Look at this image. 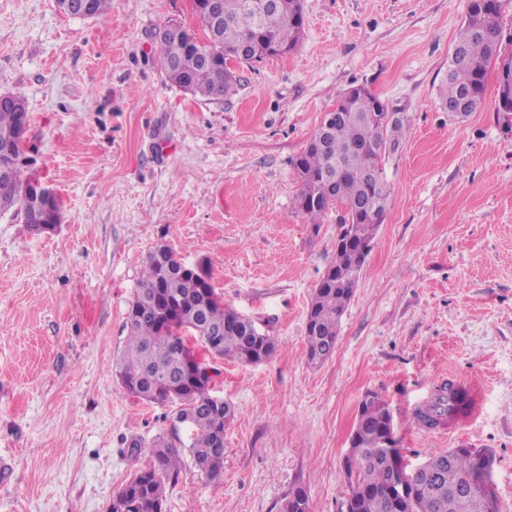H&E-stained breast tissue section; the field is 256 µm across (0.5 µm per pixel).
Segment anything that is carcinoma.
I'll return each mask as SVG.
<instances>
[{
  "label": "carcinoma",
  "mask_w": 512,
  "mask_h": 512,
  "mask_svg": "<svg viewBox=\"0 0 512 512\" xmlns=\"http://www.w3.org/2000/svg\"><path fill=\"white\" fill-rule=\"evenodd\" d=\"M261 0H224V17L217 41L201 42L184 29L161 44V63L169 82L212 100L233 94L237 78L228 60L247 42L270 40L292 49L302 23L301 0H276L267 16L266 32L257 27ZM502 0H469L466 18L457 34L471 26L481 35L467 44L466 56L450 61L440 91L444 108L470 94L479 106L485 91L488 65L501 62L498 111L512 114V53L502 50ZM13 97L18 106L0 103V143L20 139L25 122V96ZM382 102L363 87H352L337 100L336 126L317 129L295 160L301 183L298 208L310 219L340 207L336 253L313 290L306 322L308 359L323 362L336 350L339 326L377 226L384 220L389 191L384 176L386 153L403 143L404 124L395 121L371 126L365 117ZM29 178L18 172L13 181L0 180V214L13 212L31 230L41 233L61 221L59 201H34L26 194ZM127 340L118 362V376L132 395L156 403H175V419L186 439L162 436L147 449L148 467L125 483L112 500V512H164L165 484L177 478L180 449L186 448L195 466L210 481L224 473V427L230 409L216 405L210 377L190 355L184 333L198 337L216 356L250 365L270 358L273 337L251 318L224 306L210 273L186 269L166 245L146 257L142 279L126 316ZM463 408L449 382L437 394L422 419L432 428L443 425ZM362 425L356 436L345 475L350 493L345 512H498L492 480L494 455L486 449L452 448L428 457L420 470L408 472L407 498L390 492L388 452L397 450L392 415L382 396L361 407ZM280 512H309L305 489L288 493Z\"/></svg>",
  "instance_id": "cac0c4a2"
}]
</instances>
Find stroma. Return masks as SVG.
Wrapping results in <instances>:
<instances>
[{"instance_id": "35a3bbf8", "label": "stroma", "mask_w": 512, "mask_h": 512, "mask_svg": "<svg viewBox=\"0 0 512 512\" xmlns=\"http://www.w3.org/2000/svg\"><path fill=\"white\" fill-rule=\"evenodd\" d=\"M468 3L302 0L296 47L235 65L236 94L212 100L161 66L168 23L205 37L192 0H112L89 19L0 0V92L25 96V172L63 212L52 233L0 214V512H108L168 433L176 404L139 400L115 374L159 244L208 268L225 306L277 342L242 365L188 339L231 408L224 474L207 480L183 455L165 512H279L297 487L311 512H342L368 391L387 401L408 464L491 449L499 512H512V128L497 64L468 116L438 97ZM353 86L401 113L408 136L386 157L387 214L336 350L313 364L307 310L339 213L309 223L293 163ZM451 373L476 380L483 409L426 434L412 404Z\"/></svg>"}]
</instances>
